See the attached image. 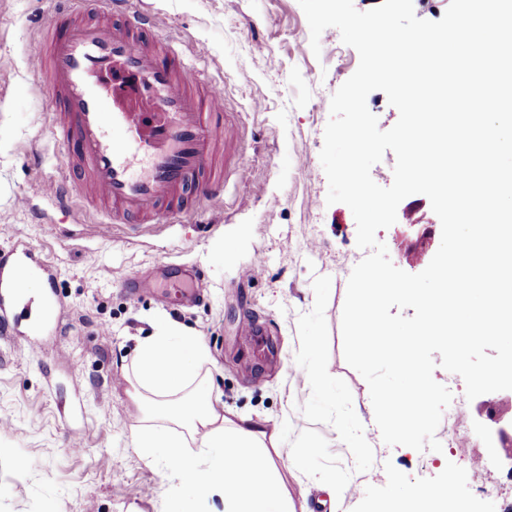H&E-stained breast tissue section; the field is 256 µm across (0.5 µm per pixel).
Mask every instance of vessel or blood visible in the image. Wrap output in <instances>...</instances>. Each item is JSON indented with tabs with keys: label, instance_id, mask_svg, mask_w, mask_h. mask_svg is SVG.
<instances>
[{
	"label": "vessel or blood",
	"instance_id": "b4317fda",
	"mask_svg": "<svg viewBox=\"0 0 512 512\" xmlns=\"http://www.w3.org/2000/svg\"><path fill=\"white\" fill-rule=\"evenodd\" d=\"M130 0H60L41 26L43 48L30 66L49 92L53 128L70 150L76 181L52 185L50 198L71 208L75 195L98 201L100 231L113 224H173L190 204L220 196L239 145L221 85L194 60L152 34V15ZM44 275L33 251L0 257V328L21 297L22 280Z\"/></svg>",
	"mask_w": 512,
	"mask_h": 512
}]
</instances>
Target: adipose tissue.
<instances>
[{"instance_id": "obj_1", "label": "adipose tissue", "mask_w": 512, "mask_h": 512, "mask_svg": "<svg viewBox=\"0 0 512 512\" xmlns=\"http://www.w3.org/2000/svg\"><path fill=\"white\" fill-rule=\"evenodd\" d=\"M208 353L200 341L165 322L138 347L127 375L128 393L145 414L134 434L144 456L168 451L174 473L197 492L224 493V512H294L272 451L277 433L249 416L220 412L219 398L202 366ZM200 437L211 457L199 467L185 449Z\"/></svg>"}]
</instances>
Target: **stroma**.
Here are the masks:
<instances>
[{
	"instance_id": "obj_1",
	"label": "stroma",
	"mask_w": 512,
	"mask_h": 512,
	"mask_svg": "<svg viewBox=\"0 0 512 512\" xmlns=\"http://www.w3.org/2000/svg\"><path fill=\"white\" fill-rule=\"evenodd\" d=\"M156 16L155 33L190 51L224 87V108L244 134L223 197L203 201L179 222L113 225L101 235L90 205L49 207L46 188L65 177L49 101L28 67L43 46L41 20L54 0H0V251L31 248L57 286L27 289L8 335H0V512H224L223 493L200 495L173 479L165 450L144 457L133 438L140 415L123 375L140 343L165 319L198 338L226 416L280 430L277 461L294 512H369L395 490L450 483L448 501L470 512H512V477L488 452L481 399L458 422L441 420L442 451L383 442L369 387L344 357L342 309L353 268L366 257L351 209L327 204L320 162L330 100L356 71L358 52L337 29L313 53L298 0H135ZM439 219L425 195L398 206L379 230L391 262L426 267L415 231ZM199 267L204 298L177 299L173 265ZM253 267L252 278L241 271ZM143 293H130L128 270ZM262 324L274 353H255L244 318ZM329 395L299 377L309 337ZM460 427L471 441L448 446ZM81 432L82 446L71 436ZM365 436V449L352 447ZM485 459L486 469L473 465ZM304 468H297V461ZM335 473L343 495L320 478Z\"/></svg>"
}]
</instances>
